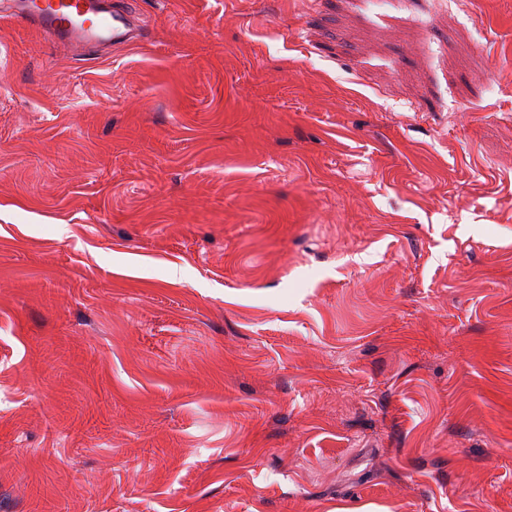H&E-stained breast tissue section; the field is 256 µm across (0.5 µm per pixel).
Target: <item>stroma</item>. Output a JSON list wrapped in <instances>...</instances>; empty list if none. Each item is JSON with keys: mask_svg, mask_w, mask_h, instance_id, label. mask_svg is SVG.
I'll use <instances>...</instances> for the list:
<instances>
[{"mask_svg": "<svg viewBox=\"0 0 512 512\" xmlns=\"http://www.w3.org/2000/svg\"><path fill=\"white\" fill-rule=\"evenodd\" d=\"M0 25V512H512V0ZM0 19L34 29L74 56L110 45L133 46L142 28L133 14L112 0H2Z\"/></svg>", "mask_w": 512, "mask_h": 512, "instance_id": "35a3bbf8", "label": "stroma"}]
</instances>
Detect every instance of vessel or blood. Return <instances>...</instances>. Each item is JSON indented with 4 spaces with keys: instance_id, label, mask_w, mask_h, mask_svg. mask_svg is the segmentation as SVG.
I'll list each match as a JSON object with an SVG mask.
<instances>
[{
    "instance_id": "b4317fda",
    "label": "vessel or blood",
    "mask_w": 512,
    "mask_h": 512,
    "mask_svg": "<svg viewBox=\"0 0 512 512\" xmlns=\"http://www.w3.org/2000/svg\"><path fill=\"white\" fill-rule=\"evenodd\" d=\"M0 19L32 28L75 56L142 38L138 20L120 0H0Z\"/></svg>"
}]
</instances>
